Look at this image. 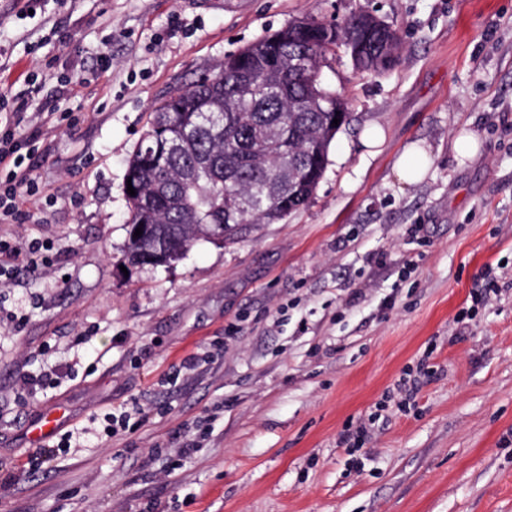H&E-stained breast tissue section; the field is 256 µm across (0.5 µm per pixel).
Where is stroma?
I'll return each instance as SVG.
<instances>
[{"label":"stroma","instance_id":"obj_1","mask_svg":"<svg viewBox=\"0 0 512 512\" xmlns=\"http://www.w3.org/2000/svg\"><path fill=\"white\" fill-rule=\"evenodd\" d=\"M360 10L402 54L382 76L328 57L352 120L310 202L121 272L152 110L293 19ZM62 73L81 119L44 130L30 223H0L50 257L0 286V512H512V0H0V97L46 111ZM416 143L432 166L405 185ZM134 403L111 439L27 468L46 415L57 442ZM431 165L429 151L421 145L411 146L399 159L396 166L398 179L406 185L420 181Z\"/></svg>","mask_w":512,"mask_h":512}]
</instances>
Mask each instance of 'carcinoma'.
I'll use <instances>...</instances> for the list:
<instances>
[{
	"label": "carcinoma",
	"mask_w": 512,
	"mask_h": 512,
	"mask_svg": "<svg viewBox=\"0 0 512 512\" xmlns=\"http://www.w3.org/2000/svg\"><path fill=\"white\" fill-rule=\"evenodd\" d=\"M368 27L357 13L333 24L290 21L154 108L127 161L135 195L122 261L144 265L161 241L177 263L202 239L234 242L306 206L350 119L346 99L322 78L327 55L340 45L357 72L382 75L401 53L397 32L376 45Z\"/></svg>",
	"instance_id": "1"
}]
</instances>
